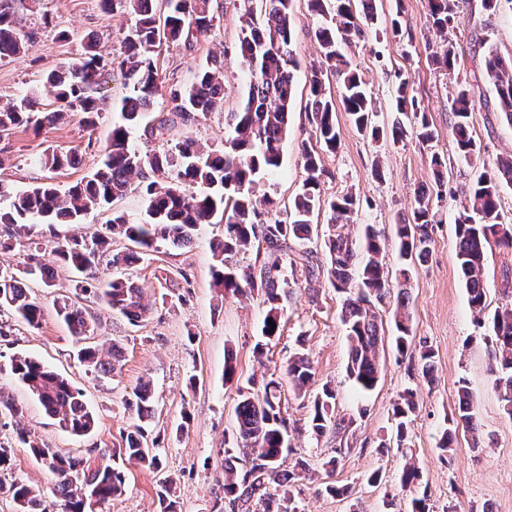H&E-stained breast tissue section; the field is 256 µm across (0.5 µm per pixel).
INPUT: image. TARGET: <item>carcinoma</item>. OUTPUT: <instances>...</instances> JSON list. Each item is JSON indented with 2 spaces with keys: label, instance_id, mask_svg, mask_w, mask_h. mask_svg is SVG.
Here are the masks:
<instances>
[{
  "label": "carcinoma",
  "instance_id": "1",
  "mask_svg": "<svg viewBox=\"0 0 512 512\" xmlns=\"http://www.w3.org/2000/svg\"><path fill=\"white\" fill-rule=\"evenodd\" d=\"M14 2L0 0V60L21 56L32 39L16 26ZM293 2L243 0L245 20L235 51L248 65V92L239 108L230 113L232 135L224 140V146L206 149L186 138L171 151L141 153L130 145L128 124L150 112L157 96L168 95L172 106L169 116L155 117L144 125L143 135L153 140L166 139L177 122L192 123L224 106L221 56H209L195 81L185 87L165 84L158 66L162 48H192L198 36L214 26L217 10L214 0H102L105 10L119 8L136 18L124 39V56L108 63L98 53L97 44L88 40L80 59L47 75L50 101L27 96L0 106V138L20 127L38 131L68 116L79 117L87 127L95 126L106 107L101 90L116 67L126 84L132 86L131 93L121 100L124 122L112 125L104 159L87 179L64 191L43 183L12 195L9 210L0 211V250H13L35 224H77L82 216L111 204L134 185L145 197V215L137 223L120 213L112 215V233L133 243V247L112 255V265H134L143 252L155 251L161 244L188 247L198 226L222 224L224 237L212 244L216 258L212 287L222 297L261 296L266 304L261 335L270 340L280 334L279 302L290 292V283L283 274L288 242L311 240L323 212L329 228L323 238L326 262L314 264L311 251L300 254V259L306 262L309 275L326 276L332 287L344 294L341 320L349 340L350 378L362 392L377 386L383 348L378 310L392 305L394 347L400 355L418 359L422 377L431 383L434 352L413 336L409 291L412 270L427 262L432 252V199H442V192L432 195L426 190L417 191L414 206L395 224L400 265L394 304L383 257L384 233L369 224L362 241L356 242L344 228L358 212L360 199L351 192L330 200L321 194L326 174L323 154L336 151L338 143L336 105L342 106L359 132L380 136V129L373 124L374 109L365 83L343 51L344 44L363 37L365 25L374 21V0H308L309 10L322 22L314 31L320 60L310 66L307 105L314 140L301 145L306 178L284 212L270 196H257L259 182L279 168L290 130L294 70L298 66L292 50ZM427 4L429 24L442 40L432 57L451 69L455 51L448 43V28L458 23L459 0H427ZM482 61L486 80L495 93V111L512 124V58L506 59L491 48ZM397 79L396 106L404 119L392 124V141L403 140L410 125L418 128L422 142H434L438 134L410 94V79L404 75ZM333 82L341 89L338 101L329 89ZM474 110L471 84L456 83L450 112L456 149L465 158L480 152L470 134ZM508 186H512V152L499 157L492 169L480 172L467 185L455 217L457 263L480 328L485 326L481 315L486 309L484 268L488 250L512 248V224L500 211V194ZM256 242L266 244L259 269H241L233 263L235 256ZM108 249L104 237L88 240L74 236L59 244L47 261L33 255L23 269L0 267V312L9 310L29 326H38L41 305L31 297L25 280L38 277L50 287L55 266L62 265L80 276L75 289L81 293L92 295L134 326L147 321L152 304L134 281H100L88 276ZM57 312L77 341L90 339L94 330L90 312L67 302L58 304ZM491 324L496 350L494 388L504 413L512 417V299L494 312ZM121 357L122 348L116 342L106 348L98 343L86 344L78 352L80 362L97 375L115 372ZM10 374L37 398L48 415L58 419L61 428L76 437L92 432L96 418L82 389L33 357L11 360ZM284 381L299 392L315 384V369L307 353H295L280 374L263 379L256 392H238L235 440L232 447L224 449V498L232 512H301L293 487L309 470V463L300 458L286 462L290 448L281 406ZM335 400V392L326 384L314 395L309 426L315 435L321 436L329 429L339 432L352 424L336 417ZM128 406L134 412V422L123 436L122 445L112 449L110 465H97L81 454L66 455L38 443L30 432L19 430L18 442L29 448L55 481L47 494L23 480L0 479V496L11 498L17 512H93V503L106 504L125 491L126 465L161 470L159 438L149 437L147 430L157 411L151 385H140ZM415 409L416 393L404 390L394 406L397 438L402 440L407 435ZM461 428L472 434L474 444H479L474 400L464 379L458 382L457 409L440 438L442 451L452 450ZM155 495L158 512H181L170 480L160 481Z\"/></svg>",
  "mask_w": 512,
  "mask_h": 512
}]
</instances>
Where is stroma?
Segmentation results:
<instances>
[{"label":"stroma","mask_w":512,"mask_h":512,"mask_svg":"<svg viewBox=\"0 0 512 512\" xmlns=\"http://www.w3.org/2000/svg\"><path fill=\"white\" fill-rule=\"evenodd\" d=\"M218 19L213 28L199 35L193 49L171 47L159 57L166 82L192 83L209 52H224V107L199 122L177 125L171 141L193 138L205 147L223 145L231 129L227 116L240 106L248 87L247 68L234 51L241 33L242 0H217ZM378 20L363 41L347 53L353 67L366 83L376 109L375 123L391 124L396 115L397 72L407 73L414 96L438 133L432 145L422 144L415 130L400 142L374 139L356 129L346 112L336 114L339 143L325 153L327 170L322 180L323 196L355 192L363 205L346 231L361 240L366 225L383 229L385 260L397 267L399 257L395 222L408 211L418 189H433L435 176L432 153L444 156L447 194L436 203L437 224L433 226L432 253L413 273L410 309L416 338L427 341L435 353L433 383H426L417 361L399 356L393 344L385 346V362L377 388L361 394L347 373L349 342L340 319L342 294L326 278L307 279L295 262L303 246L291 244L290 261L284 273L293 292L284 298L283 328L268 345L263 358H255L254 346L261 336L265 306L260 299L229 296L217 301L211 286L215 258L210 242L220 236V224L201 225L191 247H163L149 252L128 268L127 277L145 291L153 303L150 320L134 327L89 295L74 291V273L67 267L55 269L52 287L30 282L31 294L42 306L38 327L0 312V386L9 390L21 410L20 416L0 415V442L13 440L17 430L30 431L40 441L65 453H81L111 462L112 450L134 416L127 406L134 389L150 382L157 401L153 433L161 437L163 469L152 471L129 467L124 494L105 505L102 512H156V484L160 477L174 482L182 512H222L224 508V448L234 439V408L238 387L248 378L263 379L280 369L299 350L309 353L317 384L336 392L337 416L350 420L347 431H327L317 436L309 427L313 394L282 391V408L288 419V435L295 456L315 467L312 478L298 480L293 488L296 501L306 512H409L416 497L429 498L432 512H512V417L504 414L492 387L489 367L494 347L485 329L476 326L456 259L454 218L462 202L460 190L475 172L491 166L501 154L512 151V125L493 112V92L481 84L480 98L470 119V133L480 152L471 160L459 157L452 136L454 122L448 107L456 81H473L480 70L483 52L496 48L503 57L512 56V12L483 10L481 0H464L459 26L449 31L457 61L446 72L431 58L429 45L438 44L427 14V0H378ZM295 30L292 49L299 63L294 73L296 99L291 128L283 145L276 172L264 190L280 206L300 191L305 172L299 146L309 139L311 126L305 112L309 98V66L318 57L313 37L315 17L307 0H294ZM400 18L392 29V18ZM15 18L33 38L25 54L0 62V104L20 100L43 90L47 74L61 64L80 58L87 38H95L98 52L106 59L120 56L125 35L133 20L127 14H107L101 0H26ZM68 32L69 41L58 38ZM121 75L111 76L105 88L107 107L95 129L84 127L79 117L68 118L40 132L16 129L0 140V185L8 190L0 198L7 208L9 193L26 190L46 180L60 188L90 175L99 166L116 109L126 94ZM74 153L78 163L55 171L44 168L40 159L50 152ZM381 162L383 177L372 173ZM146 203L139 189H131L113 206L86 214L80 223L39 224L14 250L0 253V266H23L30 253L50 258L58 243L73 236L91 238L107 234L113 211L130 219L143 217ZM512 279V249H494L485 264L484 280L490 308L504 304L502 287ZM76 297L96 320L97 340H113L123 349L122 362L114 374L97 378L87 373L76 359V345L57 315V298ZM33 356L83 389L96 417L94 430L77 439L48 416L39 402L9 376L11 358ZM233 356L236 380H224L226 356ZM467 380L481 422L482 443L474 445L467 432H459L452 455L438 447L439 437L458 403V382ZM414 389L418 408L404 445H395L393 405L405 389ZM190 412L187 430H179L182 412ZM387 451H380V440ZM340 454L334 477L319 468L323 458ZM413 459L421 471L419 482L405 486L400 469ZM381 470L380 485L367 477ZM349 488V497L326 492L328 480Z\"/></svg>","instance_id":"stroma-1"}]
</instances>
